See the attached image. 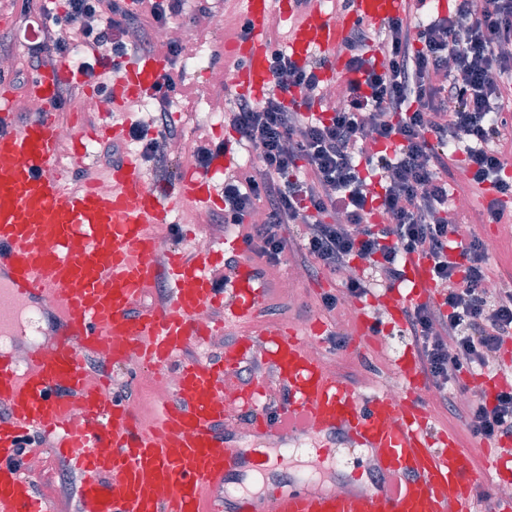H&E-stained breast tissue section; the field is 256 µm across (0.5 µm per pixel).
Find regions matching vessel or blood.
I'll list each match as a JSON object with an SVG mask.
<instances>
[{"instance_id":"1","label":"vessel or blood","mask_w":512,"mask_h":512,"mask_svg":"<svg viewBox=\"0 0 512 512\" xmlns=\"http://www.w3.org/2000/svg\"><path fill=\"white\" fill-rule=\"evenodd\" d=\"M241 3L247 31L225 42L224 69L236 94L258 102L272 81V15L291 24L292 59L304 64L325 58L323 77L333 82L350 77L341 49L351 28L401 15L408 0H350L348 9L331 12L323 0ZM168 66L160 54L121 61L104 110L115 112L150 95ZM80 78L62 62L38 69L27 93L41 110L22 124L16 121L14 93L0 79V335L13 329L40 332L39 317L22 318L18 309L36 306L43 295L57 296L64 306L55 343L35 350L31 362L19 363L0 348V512H51L21 465L38 431L55 433V448L84 474L78 512H202V489L224 486L246 467L241 450L219 428L229 406L223 386L252 358L250 341L226 347L220 361L182 365L175 392L159 405V424L148 431L125 402L89 385L82 356L107 347L120 365L127 346L135 344L144 367L160 369L188 343L208 335L197 319L201 303L223 305L228 324L256 315L267 290L254 265L240 264L218 288L207 275L210 249L163 256L151 231L152 225L171 223L179 204L221 206L215 178L237 157L229 148L214 153L208 171L181 172L173 183L148 181L138 160L129 157L113 167L109 190H99L91 173L79 189L65 188L53 105L60 83ZM164 280L170 284L167 299L137 309L138 300ZM436 291L428 261L413 256L406 261L403 286L385 289L379 302L399 322L407 306L434 299ZM327 330L317 319L300 327L274 323L267 331L263 359L288 389L276 420L252 402L259 383L236 397L251 407L263 435L284 421L296 434L345 436L371 460L375 482L331 494L298 472L276 495L242 490L225 496L212 512H471L480 479L471 452L452 436L434 433L412 394L397 401L363 397L325 374L306 342ZM75 400L81 406L77 419L70 414ZM448 489L454 501L444 498Z\"/></svg>"}]
</instances>
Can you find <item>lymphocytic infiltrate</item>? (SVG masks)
Returning <instances> with one entry per match:
<instances>
[{
    "label": "lymphocytic infiltrate",
    "instance_id": "1",
    "mask_svg": "<svg viewBox=\"0 0 512 512\" xmlns=\"http://www.w3.org/2000/svg\"><path fill=\"white\" fill-rule=\"evenodd\" d=\"M186 0H23L24 25H36L27 50L32 69L67 61L85 81L120 57L181 48L157 40V28L179 22ZM425 0L380 27L358 25L345 42V107L322 77L323 59L298 64L272 53L275 88L262 101L238 95L224 115L241 148L256 152L258 172L237 171L224 182L216 223L237 227L249 257L269 266L294 255L306 270L343 274L339 293H323L335 311L362 298L365 281L350 268L369 261L386 285L403 280L408 256L427 260L439 290L433 302L403 311L404 331L420 370L439 394L438 406L464 421L472 437H512V387L467 402L458 398L462 372L501 368L512 339V288L488 294L489 252L466 212L449 216L465 169L470 186L494 196L482 210L488 223L512 222V0H456L453 12L422 17ZM138 30L130 38V30ZM159 106L150 123L134 122L130 140L159 171L180 132L173 97L188 96L182 73L158 79Z\"/></svg>",
    "mask_w": 512,
    "mask_h": 512
}]
</instances>
